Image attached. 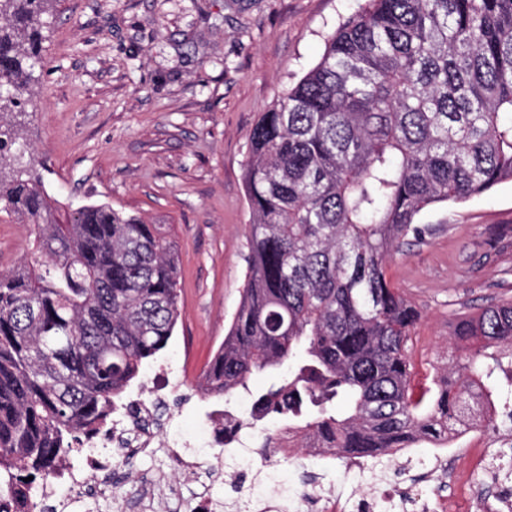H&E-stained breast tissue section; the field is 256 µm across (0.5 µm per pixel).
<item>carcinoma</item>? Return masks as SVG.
Returning <instances> with one entry per match:
<instances>
[{
	"instance_id": "1",
	"label": "carcinoma",
	"mask_w": 512,
	"mask_h": 512,
	"mask_svg": "<svg viewBox=\"0 0 512 512\" xmlns=\"http://www.w3.org/2000/svg\"><path fill=\"white\" fill-rule=\"evenodd\" d=\"M50 2L0 0V208L34 225L0 273V512H39L34 488L108 424L179 318L163 225L108 204L61 221L38 174L3 175L24 152L3 114L34 81ZM368 2L253 127L245 287L204 393L227 404L280 370L243 425L283 417L304 448L378 461L482 428V358L512 357L505 299L461 318L443 372L414 383L419 312L387 278L421 211L512 181V0ZM497 397L512 419V380ZM278 377V372L275 370H265L256 372L252 375L249 381V388L251 392L241 391L232 397L231 403L228 407H234L236 412L240 409V404L243 400L251 401L252 393H260L265 391Z\"/></svg>"
}]
</instances>
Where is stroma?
Returning <instances> with one entry per match:
<instances>
[{
  "mask_svg": "<svg viewBox=\"0 0 512 512\" xmlns=\"http://www.w3.org/2000/svg\"><path fill=\"white\" fill-rule=\"evenodd\" d=\"M367 0H56L44 15L36 80L10 114L26 144L24 169L65 210L106 203L163 225L177 244L180 317L167 348L144 365L178 364L163 409L180 454L216 471L212 494L251 512H320L301 490L359 500L409 495L417 463L358 469L351 460L263 457L245 438L241 463L197 439L203 371L223 341L246 280L249 209L244 170L261 112L320 59L327 37ZM422 238L391 260L393 287L418 308V374L447 357L455 324L512 298V182L417 218ZM33 240L23 218L0 210V272ZM112 495L98 512H191L195 475L167 449L112 454Z\"/></svg>",
  "mask_w": 512,
  "mask_h": 512,
  "instance_id": "stroma-1",
  "label": "stroma"
}]
</instances>
